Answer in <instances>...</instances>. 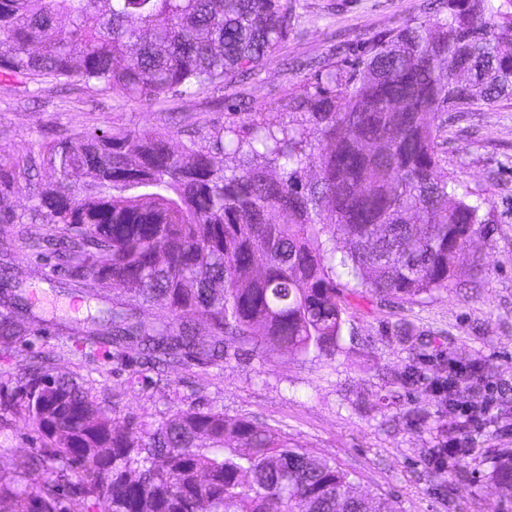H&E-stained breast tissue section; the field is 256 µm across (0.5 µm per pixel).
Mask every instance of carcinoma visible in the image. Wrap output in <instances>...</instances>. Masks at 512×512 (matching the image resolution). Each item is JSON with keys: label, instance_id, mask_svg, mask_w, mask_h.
<instances>
[{"label": "carcinoma", "instance_id": "cac0c4a2", "mask_svg": "<svg viewBox=\"0 0 512 512\" xmlns=\"http://www.w3.org/2000/svg\"><path fill=\"white\" fill-rule=\"evenodd\" d=\"M442 0L444 17L368 43L348 75L326 72L290 97L292 119L248 131L216 126L199 142L167 131L73 132L0 160V198L24 193L33 242L53 271L104 302L93 343L136 349L155 366L261 355H333L344 291L414 302L486 273L460 258L487 223L486 199L460 189L437 151L435 115L512 98V0ZM292 0H0V74L42 90L72 79L149 102L220 91L269 60ZM234 159L232 167L215 156ZM315 169L316 180L302 175ZM22 178L24 186L17 184ZM23 215L0 206L7 251ZM0 340L32 313L8 284ZM148 307L158 318L142 316ZM210 324L202 334L194 316ZM485 367L448 366V410L482 411ZM4 407L31 421L40 448L0 476L10 512H393L354 490V474L250 420L181 410L119 422L72 379L28 368ZM459 440L431 449L461 466ZM56 477L27 476L38 469ZM491 478L512 503V451Z\"/></svg>", "mask_w": 512, "mask_h": 512}]
</instances>
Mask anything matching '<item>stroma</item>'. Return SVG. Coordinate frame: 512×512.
<instances>
[{
	"label": "stroma",
	"mask_w": 512,
	"mask_h": 512,
	"mask_svg": "<svg viewBox=\"0 0 512 512\" xmlns=\"http://www.w3.org/2000/svg\"><path fill=\"white\" fill-rule=\"evenodd\" d=\"M430 0H296L287 37L270 59L223 95H176L132 102L81 82L61 89L0 76V158L38 149L75 131L116 127L136 132H204L235 122L248 126L283 111L288 97L313 91L321 63L349 73L376 36L427 16ZM437 152L453 178L487 199V234L471 248L488 266L476 287L383 304L371 297L346 301L335 356L242 352L213 365L195 361L158 372L140 365L136 350L117 362L111 352L75 335L99 302L73 306L74 291L25 245L12 258L13 273L35 297V317L24 341L0 343V403L12 394L25 359L49 357L54 375L84 382L118 414L156 424L180 410H218L246 418L295 444L336 459L357 473L358 491L382 494L394 512H490L499 491L490 478L491 454L512 448V408L501 390L512 389V99L439 113ZM409 328L398 335L399 325ZM425 353L420 378L396 376ZM482 363L492 371L485 395L491 405L477 424L454 423L430 385L448 359ZM429 411L425 423L409 410ZM36 432L0 406V458L28 453ZM467 440L473 453L468 478L449 477L440 488L425 451L447 438Z\"/></svg>",
	"instance_id": "1"
}]
</instances>
